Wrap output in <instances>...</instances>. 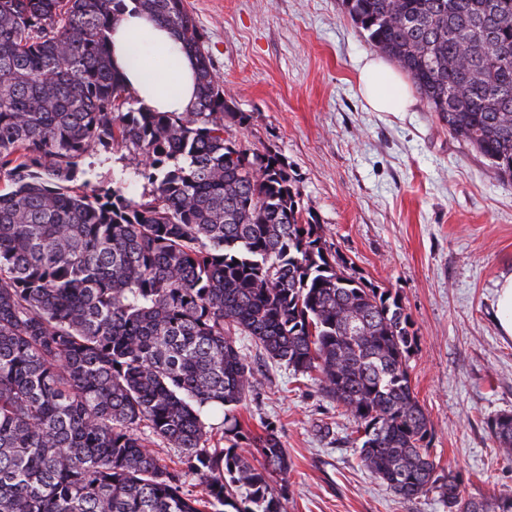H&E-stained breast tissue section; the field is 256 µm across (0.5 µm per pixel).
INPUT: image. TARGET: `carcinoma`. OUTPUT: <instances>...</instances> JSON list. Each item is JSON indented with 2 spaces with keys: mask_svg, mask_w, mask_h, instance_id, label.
I'll use <instances>...</instances> for the list:
<instances>
[{
  "mask_svg": "<svg viewBox=\"0 0 512 512\" xmlns=\"http://www.w3.org/2000/svg\"><path fill=\"white\" fill-rule=\"evenodd\" d=\"M131 2L195 57L189 111L134 107L112 71L126 0H0V512H283L278 429L252 438L235 415L260 385L241 336L319 381L354 423L361 467L400 499L512 512L511 497L466 498L437 472L410 317L303 219L278 155L224 137V88L185 0ZM341 6L511 182L512 0ZM116 144L142 155L149 197L84 165ZM488 428L511 452L512 413Z\"/></svg>",
  "mask_w": 512,
  "mask_h": 512,
  "instance_id": "1",
  "label": "carcinoma"
}]
</instances>
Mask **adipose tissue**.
Masks as SVG:
<instances>
[{
  "label": "adipose tissue",
  "mask_w": 512,
  "mask_h": 512,
  "mask_svg": "<svg viewBox=\"0 0 512 512\" xmlns=\"http://www.w3.org/2000/svg\"><path fill=\"white\" fill-rule=\"evenodd\" d=\"M108 47L113 71L139 106L153 112L189 111L196 97V60L173 30L130 2L108 33ZM358 84L373 111L404 112L411 104L396 63L366 60Z\"/></svg>",
  "instance_id": "obj_1"
}]
</instances>
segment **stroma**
I'll return each mask as SVG.
<instances>
[{"label": "stroma", "mask_w": 512, "mask_h": 512, "mask_svg": "<svg viewBox=\"0 0 512 512\" xmlns=\"http://www.w3.org/2000/svg\"><path fill=\"white\" fill-rule=\"evenodd\" d=\"M237 117L226 138L276 153L356 276L397 293L413 322L411 386L432 426L440 474L469 497L512 496V454L487 423L512 413V339L494 317L512 275V182L450 136L421 97L405 112L371 111L358 68L372 57L340 0H185ZM140 157L113 149L100 181L126 173L149 194ZM261 380L236 415L257 437L277 426L292 466L285 512H448L438 496L407 503L359 466L353 423L318 381L293 376L239 339ZM329 433H320V426Z\"/></svg>", "instance_id": "1"}]
</instances>
